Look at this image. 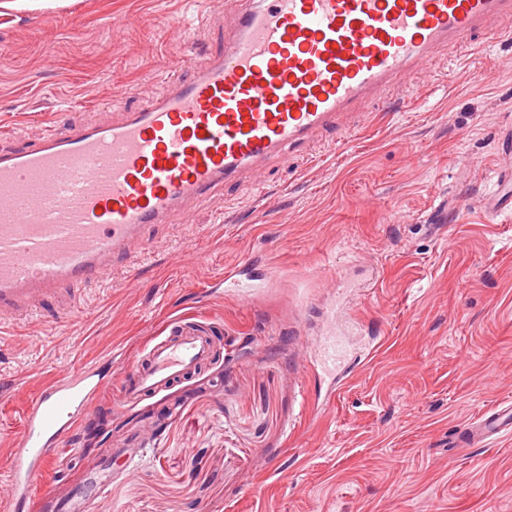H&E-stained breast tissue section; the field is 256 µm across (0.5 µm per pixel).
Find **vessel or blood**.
Instances as JSON below:
<instances>
[{"mask_svg":"<svg viewBox=\"0 0 512 512\" xmlns=\"http://www.w3.org/2000/svg\"><path fill=\"white\" fill-rule=\"evenodd\" d=\"M224 43L200 50L188 78L173 77L144 107L109 123L47 129L0 150V321L47 296L133 264L131 243L187 199L205 200L273 156L306 155L391 87H404L435 54L462 49L512 20V0H229ZM214 332L185 324L147 347L122 383L118 408L207 363ZM348 349L323 339L318 361L335 375ZM98 365L44 384L27 405L12 450L8 512H30L34 483L55 449L106 388ZM512 432L502 407L466 429L478 440Z\"/></svg>","mask_w":512,"mask_h":512,"instance_id":"obj_1","label":"vessel or blood"}]
</instances>
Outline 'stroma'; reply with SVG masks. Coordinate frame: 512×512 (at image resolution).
<instances>
[{
	"mask_svg": "<svg viewBox=\"0 0 512 512\" xmlns=\"http://www.w3.org/2000/svg\"><path fill=\"white\" fill-rule=\"evenodd\" d=\"M223 20L224 0L1 7L0 150L143 107ZM355 128L175 212L134 269L79 286L72 317L50 296L0 323V484L39 388L97 361L111 384L32 512L103 470L99 512H512V433L463 437L512 402V212L487 202L512 168V39L436 56ZM239 265L252 297L224 286ZM183 318L223 352L116 413L144 345ZM332 331L355 353L377 344L335 391L315 357Z\"/></svg>",
	"mask_w": 512,
	"mask_h": 512,
	"instance_id": "35a3bbf8",
	"label": "stroma"
}]
</instances>
